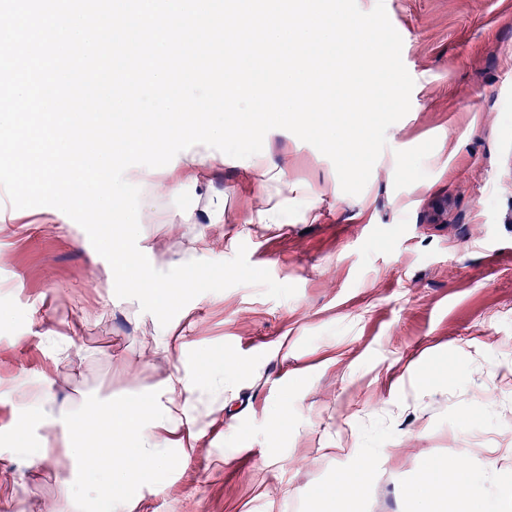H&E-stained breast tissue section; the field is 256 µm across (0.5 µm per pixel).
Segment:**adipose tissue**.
<instances>
[{
  "instance_id": "1",
  "label": "adipose tissue",
  "mask_w": 512,
  "mask_h": 512,
  "mask_svg": "<svg viewBox=\"0 0 512 512\" xmlns=\"http://www.w3.org/2000/svg\"><path fill=\"white\" fill-rule=\"evenodd\" d=\"M223 155L208 149L185 154L176 168L150 173L132 170L133 178L146 185L141 208L152 216H160L157 200L176 194L183 182L197 180L203 170L223 163ZM238 362L225 360L213 365L195 362L188 370L167 378L161 387L150 394L90 408L84 405L53 418L36 419L26 414V422H39L41 427L56 432L71 442L69 461L74 479L69 487L76 500L89 494L108 491L111 512H126L129 494L140 481H159L167 471L188 459L190 452L182 443L165 445L161 435L175 431L189 416L191 403L199 380L210 377L220 383L231 382L240 372ZM109 419L114 434L133 447L130 459L119 462L109 455H98L79 445L87 432L102 419Z\"/></svg>"
}]
</instances>
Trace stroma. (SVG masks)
<instances>
[{
    "label": "stroma",
    "instance_id": "35a3bbf8",
    "mask_svg": "<svg viewBox=\"0 0 512 512\" xmlns=\"http://www.w3.org/2000/svg\"><path fill=\"white\" fill-rule=\"evenodd\" d=\"M381 1L414 87L359 195L274 129L261 155L283 178L228 156L161 201L168 223L139 217L157 270L227 261L243 244L293 297L200 294L160 343L157 318L116 296L76 222L0 190V512H84L69 500L67 444L23 426L20 386L51 380L48 417L153 391L208 356L243 370L204 388L189 460L161 488L139 484L127 512H413L449 469L458 481L436 486L428 512H456L468 485L476 512H512V0ZM273 205L278 223L249 225ZM364 463L363 493L337 485Z\"/></svg>",
    "mask_w": 512,
    "mask_h": 512
}]
</instances>
